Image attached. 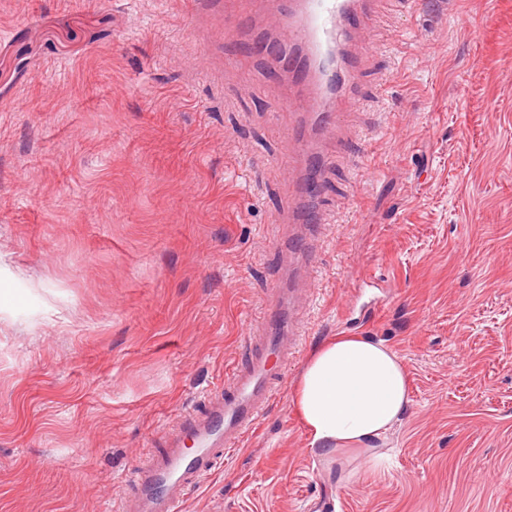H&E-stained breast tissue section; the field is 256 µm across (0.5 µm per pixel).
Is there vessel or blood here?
Instances as JSON below:
<instances>
[{
	"mask_svg": "<svg viewBox=\"0 0 512 512\" xmlns=\"http://www.w3.org/2000/svg\"><path fill=\"white\" fill-rule=\"evenodd\" d=\"M370 0H288L283 37L259 43L279 71L301 75L310 91L292 108L315 123L336 122L327 96L349 85L342 56L344 35L359 29ZM284 290L271 291L263 308L260 344H247L245 363L208 395L205 407L184 419L180 433L162 451L150 453L131 473L135 492L115 512H181L189 491L210 476L239 446L275 393L276 364L287 362L298 341L288 324Z\"/></svg>",
	"mask_w": 512,
	"mask_h": 512,
	"instance_id": "vessel-or-blood-1",
	"label": "vessel or blood"
}]
</instances>
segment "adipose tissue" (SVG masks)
Segmentation results:
<instances>
[{"label": "adipose tissue", "mask_w": 512, "mask_h": 512, "mask_svg": "<svg viewBox=\"0 0 512 512\" xmlns=\"http://www.w3.org/2000/svg\"><path fill=\"white\" fill-rule=\"evenodd\" d=\"M295 412L320 454L386 437L409 404L399 356L384 342L356 334L316 346L293 389Z\"/></svg>", "instance_id": "ef3b65f1"}]
</instances>
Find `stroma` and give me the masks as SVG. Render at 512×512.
I'll use <instances>...</instances> for the list:
<instances>
[{
	"instance_id": "stroma-1",
	"label": "stroma",
	"mask_w": 512,
	"mask_h": 512,
	"mask_svg": "<svg viewBox=\"0 0 512 512\" xmlns=\"http://www.w3.org/2000/svg\"><path fill=\"white\" fill-rule=\"evenodd\" d=\"M276 2L0 0V512H113L279 285L301 344L183 512H512V0H376L313 128L252 47ZM341 333L410 404L323 458L291 393Z\"/></svg>"
}]
</instances>
